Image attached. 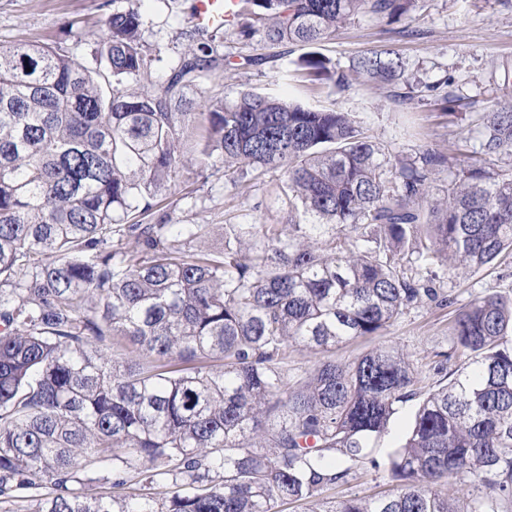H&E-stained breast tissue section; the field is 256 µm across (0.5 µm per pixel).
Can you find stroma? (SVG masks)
I'll use <instances>...</instances> for the list:
<instances>
[{"label": "stroma", "mask_w": 512, "mask_h": 512, "mask_svg": "<svg viewBox=\"0 0 512 512\" xmlns=\"http://www.w3.org/2000/svg\"><path fill=\"white\" fill-rule=\"evenodd\" d=\"M129 8L142 13L144 38L150 51L162 58L138 84L139 91L146 92L181 56L196 49L193 0H0V45L46 44L89 66L107 17ZM211 46L215 62L199 79L196 99L231 102L249 89L312 108H339L351 113L392 159L412 158L426 149L444 156L446 165L431 175L434 196H443L448 187L450 162L470 159L490 172L512 166L511 157L484 153L479 134L487 102L512 87V0H415L395 22L358 17L337 28L321 46L334 75L313 86L282 80L302 53L295 45H270L261 33L243 37L231 29L215 31ZM383 50L400 57L418 94L406 97L404 85L376 83L355 72L353 64L360 56ZM339 74L345 75L346 85L336 82ZM448 92L453 95L449 103L443 99ZM194 180L201 200H180L174 221L217 226L227 212L240 209L267 224L285 219L275 198L276 178H265L245 200L223 171L206 169ZM435 286L452 295V306L417 304L382 338L409 354L429 385L437 381L438 370L449 373L454 368L440 355L451 345L456 308L485 293L512 295V263L484 271L458 263L439 272Z\"/></svg>", "instance_id": "obj_1"}]
</instances>
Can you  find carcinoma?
Returning <instances> with one entry per match:
<instances>
[{
    "instance_id": "obj_1",
    "label": "carcinoma",
    "mask_w": 512,
    "mask_h": 512,
    "mask_svg": "<svg viewBox=\"0 0 512 512\" xmlns=\"http://www.w3.org/2000/svg\"><path fill=\"white\" fill-rule=\"evenodd\" d=\"M413 0H241L236 26L317 47L364 14L394 19ZM151 93L160 61L135 9L108 16L90 69L48 45L0 46V504L28 512H512V297L473 299L451 320L426 388L410 356L377 345L291 380L288 350L328 353L386 331L427 299L420 271L474 270L512 257V168L457 163L446 197L426 149L394 163L346 112L243 89L189 97L208 69L209 31ZM385 84L391 53L358 61ZM488 154L512 156V92L488 107ZM227 168L237 193L278 177L284 224L247 213L221 225L172 220L168 195L198 169ZM136 355L118 361L112 340ZM419 405L377 456L391 419ZM392 489L321 501L363 462ZM112 495L86 498V481Z\"/></svg>"
}]
</instances>
